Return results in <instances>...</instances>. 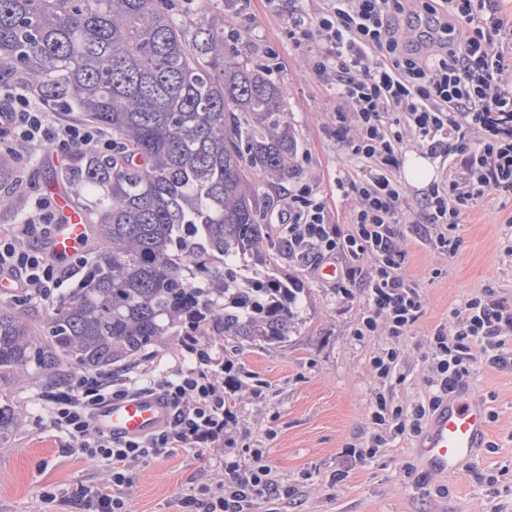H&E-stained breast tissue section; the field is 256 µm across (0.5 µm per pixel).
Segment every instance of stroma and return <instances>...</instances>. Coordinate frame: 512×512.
Returning <instances> with one entry per match:
<instances>
[{
	"instance_id": "obj_1",
	"label": "stroma",
	"mask_w": 512,
	"mask_h": 512,
	"mask_svg": "<svg viewBox=\"0 0 512 512\" xmlns=\"http://www.w3.org/2000/svg\"><path fill=\"white\" fill-rule=\"evenodd\" d=\"M185 15L204 5L206 16L224 29V49L263 67L281 89L287 119L298 143L295 171L271 194L281 199L306 184L326 195L341 232H348L352 197L341 196L336 176L357 172L360 163L336 134L335 114L349 105L333 86L302 64L304 47L288 37L293 0H174ZM405 273L424 295L423 314L403 344L400 381L387 393L403 408L421 401L426 386L422 348L429 331L448 312L482 289H493L512 311V199L489 195L471 208L458 230L460 246L444 259L419 241L410 225ZM278 274L302 289L294 327L283 343L240 344L228 339L225 354L244 372L263 381L261 398L239 400L241 422L267 448V460L289 496L276 512H512V366L480 358L468 384L486 398L493 416L489 445L476 467L454 478L432 474L417 455L418 436L405 431L375 457L355 460L352 445L372 432L370 399L375 382L370 356L381 336H354L363 294L342 297L338 281L318 276L319 261L292 258L280 250ZM37 387L30 379L9 389L25 416L0 444V512H77L73 495L98 482L103 463L68 448L66 436L43 433ZM212 471L201 450L178 448L145 464L134 477L131 512H184L189 489L207 482ZM66 495L43 505V490Z\"/></svg>"
}]
</instances>
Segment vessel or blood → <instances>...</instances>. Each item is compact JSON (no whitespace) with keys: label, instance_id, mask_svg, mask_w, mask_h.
<instances>
[{"label":"vessel or blood","instance_id":"b4317fda","mask_svg":"<svg viewBox=\"0 0 512 512\" xmlns=\"http://www.w3.org/2000/svg\"><path fill=\"white\" fill-rule=\"evenodd\" d=\"M48 195L58 223L47 250L55 257L73 255L85 240V219L60 188H49ZM167 416L163 399L141 394L106 403L97 414V422L112 437L141 438L161 427ZM488 430L486 400L470 387L456 388L434 412L420 437L418 453L424 467L442 476L459 475L465 466L479 461Z\"/></svg>","mask_w":512,"mask_h":512}]
</instances>
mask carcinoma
I'll return each mask as SVG.
<instances>
[{
	"mask_svg": "<svg viewBox=\"0 0 512 512\" xmlns=\"http://www.w3.org/2000/svg\"><path fill=\"white\" fill-rule=\"evenodd\" d=\"M16 79L73 100L120 153L82 151L60 175L96 246L48 335L0 303V443L24 416L3 385L23 376L55 388L210 324L287 339L300 288L252 263L270 241L266 187L292 174L297 143L279 87L224 52V29L161 0H0V84Z\"/></svg>",
	"mask_w": 512,
	"mask_h": 512,
	"instance_id": "cac0c4a2",
	"label": "carcinoma"
}]
</instances>
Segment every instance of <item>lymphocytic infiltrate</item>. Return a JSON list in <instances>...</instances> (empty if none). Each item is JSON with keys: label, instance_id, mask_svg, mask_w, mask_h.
Wrapping results in <instances>:
<instances>
[{"label": "lymphocytic infiltrate", "instance_id": "lymphocytic-infiltrate-1", "mask_svg": "<svg viewBox=\"0 0 512 512\" xmlns=\"http://www.w3.org/2000/svg\"><path fill=\"white\" fill-rule=\"evenodd\" d=\"M421 6L434 28L414 42L396 20ZM290 36L312 45L315 72L351 104L352 113H337L336 124L342 130L355 125L350 149L362 167L335 179L338 191L358 200L345 235L326 196L305 186L289 191L288 254L348 257L343 295L352 297L357 282L366 299L356 335L381 331L391 339L370 359L374 379L385 386L400 377V340L423 310L421 289L403 272L407 252L397 227L412 218L404 205L406 188L393 173L398 153L411 142L442 161L445 174L424 192L415 232L441 256H453L468 210L493 192L512 196V88L504 81L512 71V18L499 14L491 0H318L313 15L296 7ZM73 110L66 98L35 96L21 82L0 92V116L6 119L0 160L22 163L40 147L65 158L83 150L111 153V133L73 118ZM56 222L51 202L38 197L16 224L0 229V277L12 281L15 299L48 302L67 280L72 266L33 244L36 237H49ZM480 356L498 366L512 364V314L489 289L450 309L447 323L427 336L424 403L407 413L376 393L371 411L379 430L366 442L367 456H375L387 434L421 432ZM234 367L222 347L191 337L131 366L81 371L60 388L41 390L44 427L106 466L100 482L80 491V512H128L134 472L177 448L205 449L213 463L210 482L193 488L185 506L194 512H271L279 482L263 451L251 449L246 462L232 453L249 432L231 396L252 390L234 376ZM143 393L165 399L169 416L161 428L123 440L100 428L96 415L103 403Z\"/></svg>", "mask_w": 512, "mask_h": 512}]
</instances>
